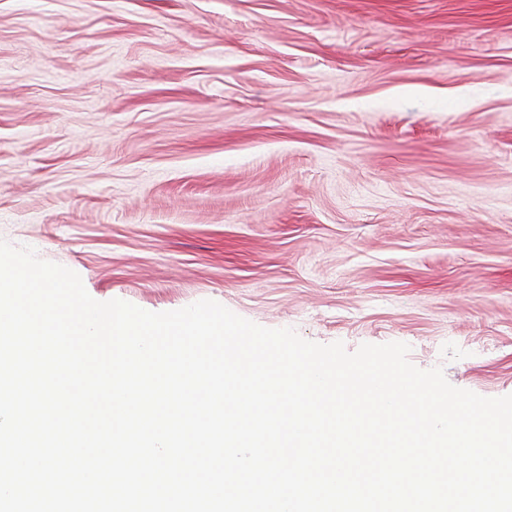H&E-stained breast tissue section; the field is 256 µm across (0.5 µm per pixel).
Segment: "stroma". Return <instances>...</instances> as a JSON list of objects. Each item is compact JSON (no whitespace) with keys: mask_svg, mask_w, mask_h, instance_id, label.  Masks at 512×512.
<instances>
[{"mask_svg":"<svg viewBox=\"0 0 512 512\" xmlns=\"http://www.w3.org/2000/svg\"><path fill=\"white\" fill-rule=\"evenodd\" d=\"M0 239L510 395L512 0H0Z\"/></svg>","mask_w":512,"mask_h":512,"instance_id":"1","label":"stroma"}]
</instances>
